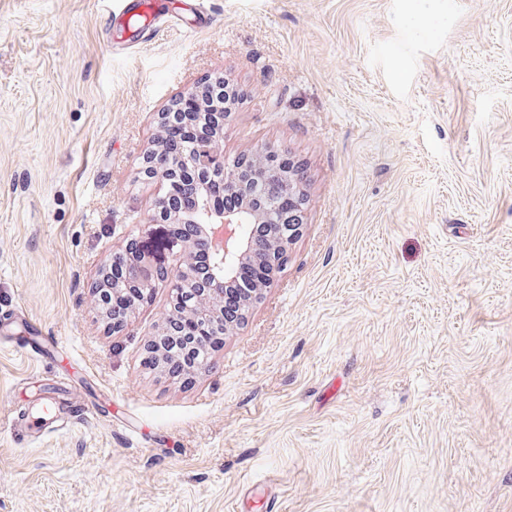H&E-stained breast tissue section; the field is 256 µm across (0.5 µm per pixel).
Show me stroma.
I'll return each mask as SVG.
<instances>
[{
  "label": "stroma",
  "mask_w": 512,
  "mask_h": 512,
  "mask_svg": "<svg viewBox=\"0 0 512 512\" xmlns=\"http://www.w3.org/2000/svg\"><path fill=\"white\" fill-rule=\"evenodd\" d=\"M106 3L0 0V512H512V0H201L135 47ZM211 76L226 161L279 151L307 204L175 379L167 283L119 332L93 283L179 267L142 157ZM52 387L94 417L39 419ZM301 197H295V205L288 203V211L282 212L280 215L278 224L279 225V243L275 248L276 254L275 257H271L270 263L273 265L274 270L276 268H282L288 260V252L287 248L291 241L298 235L300 227L303 224V213H304V204L301 205ZM278 224L270 223L272 226L274 233H276L273 237H276L278 234ZM132 282L141 288H151L152 284L161 277L168 278L171 270L166 267H160L153 256L143 252H138L134 260V270L132 272Z\"/></svg>",
  "instance_id": "obj_1"
}]
</instances>
